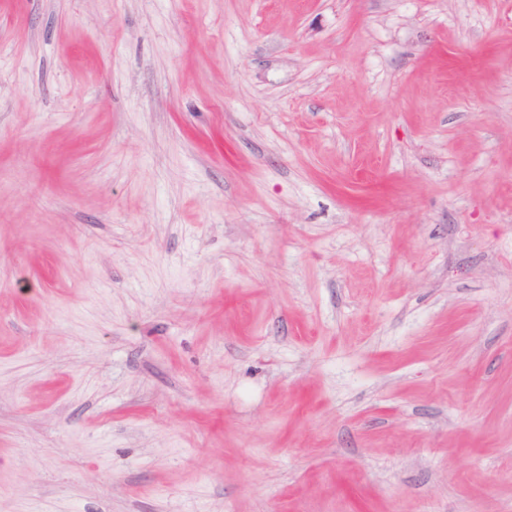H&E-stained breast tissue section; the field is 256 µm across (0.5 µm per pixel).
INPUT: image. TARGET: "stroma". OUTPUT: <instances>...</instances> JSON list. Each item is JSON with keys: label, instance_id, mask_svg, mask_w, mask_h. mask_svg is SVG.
<instances>
[{"label": "stroma", "instance_id": "35a3bbf8", "mask_svg": "<svg viewBox=\"0 0 512 512\" xmlns=\"http://www.w3.org/2000/svg\"><path fill=\"white\" fill-rule=\"evenodd\" d=\"M0 512H512V0H0Z\"/></svg>", "mask_w": 512, "mask_h": 512}]
</instances>
